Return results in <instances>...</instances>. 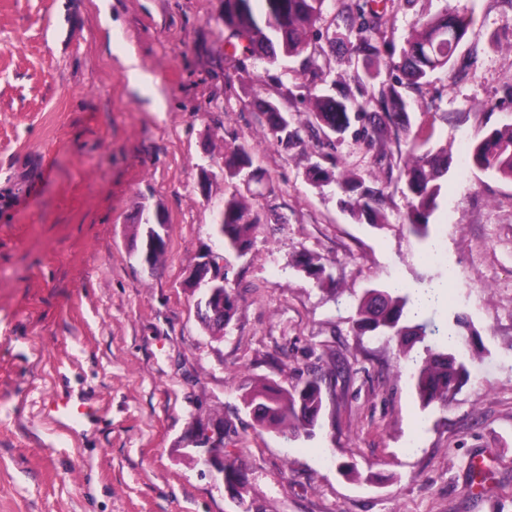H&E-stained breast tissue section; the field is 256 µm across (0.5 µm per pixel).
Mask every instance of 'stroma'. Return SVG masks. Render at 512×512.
I'll return each instance as SVG.
<instances>
[{"label":"stroma","mask_w":512,"mask_h":512,"mask_svg":"<svg viewBox=\"0 0 512 512\" xmlns=\"http://www.w3.org/2000/svg\"><path fill=\"white\" fill-rule=\"evenodd\" d=\"M457 5L473 22L450 70L408 90L409 133L369 145L356 119L321 146L313 96L368 102L415 19ZM386 8L377 62L326 0L315 48L271 66L232 53L224 0H0V512H512V181L467 151L512 125V0ZM259 97L297 141L270 143ZM415 139L452 158L434 261L403 221ZM241 146L248 186L224 179ZM317 165L381 190L385 223L316 185ZM235 192L259 193L261 223L224 257L237 306L213 334L183 281ZM158 214L167 249L151 268L141 225ZM305 253L334 284L297 268ZM423 279L448 285L427 317L471 328L473 375L444 410L422 408L397 341L352 331L365 288ZM312 376L327 397L314 437L285 439L244 407L250 384ZM219 418L247 468L239 494L191 442Z\"/></svg>","instance_id":"35a3bbf8"}]
</instances>
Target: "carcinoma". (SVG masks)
<instances>
[{"mask_svg": "<svg viewBox=\"0 0 512 512\" xmlns=\"http://www.w3.org/2000/svg\"><path fill=\"white\" fill-rule=\"evenodd\" d=\"M264 12L257 16L251 0H224V25L236 42L232 51L244 57H256L276 64L286 58L302 55L309 46L310 33L322 16L325 0H263ZM342 12L349 20L347 39L357 51L367 56L379 53L375 36L386 34V14L378 0H342ZM471 23L465 11L445 8L436 16L421 17L414 23L415 35L407 39L398 60L391 63L396 70L393 82L380 88L376 111L370 116L371 127L364 128L368 138L391 132L398 136L410 127L409 103L404 90L428 83L433 73L450 66L458 42L465 37ZM258 109L265 115L273 140L288 146L292 135L288 126H278V107L269 100H259ZM313 112L322 130L326 145L331 136L343 134L351 125V106L344 99L332 96L313 97ZM473 162L485 171L512 180V126L494 129L472 145ZM251 151L241 146L224 160V179L239 180L238 171L252 168ZM447 151H427L404 167L402 193L407 201V227L420 246L418 257L427 259L433 240L429 218L438 206L442 185L439 180L448 173ZM323 180L336 183L343 192H354L361 181L357 178L336 179L334 173L322 171ZM375 193L367 190L359 211L372 224L381 223L373 206ZM224 223L220 243L224 249L244 253L252 244L260 224L257 212L241 196L234 193L224 199ZM298 265L319 285L333 282L327 266L312 256L302 257ZM432 301L428 290L411 288L403 283L379 285L365 290L357 299V319L353 330L357 336H394L400 344V358L410 369L417 395L427 408L438 404L448 406L457 392L471 377L461 351L464 339L461 329L467 327L463 317L453 315L452 324L443 333L445 339L424 343L429 322L422 313ZM423 344L422 352L413 353L414 345ZM244 404L256 422L274 429L288 439L311 438L319 426L322 397L319 382L308 379L291 388L254 386L246 392ZM245 473L235 462L224 461V485L230 489L244 486Z\"/></svg>", "mask_w": 512, "mask_h": 512, "instance_id": "1", "label": "carcinoma"}]
</instances>
